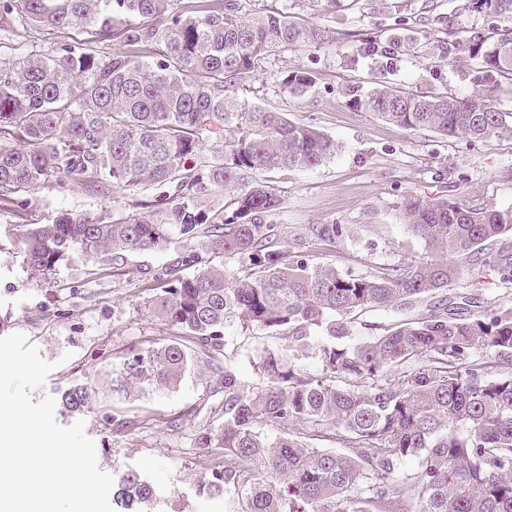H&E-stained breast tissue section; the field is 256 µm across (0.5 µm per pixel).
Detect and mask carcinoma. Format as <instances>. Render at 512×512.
<instances>
[{
    "label": "carcinoma",
    "instance_id": "obj_1",
    "mask_svg": "<svg viewBox=\"0 0 512 512\" xmlns=\"http://www.w3.org/2000/svg\"><path fill=\"white\" fill-rule=\"evenodd\" d=\"M464 8L512 16V0H465ZM18 26L81 38L0 62V203L51 180L159 193L146 210L117 218L105 209L16 225L17 254L48 276L82 257L110 266L175 235L196 245L182 260L194 272L154 275L160 293L148 304L181 336L128 349L113 384L125 393L172 390L194 367L215 375L224 403L194 434L209 450L203 491L224 496L229 512H512V304L451 292L405 315L465 275L512 283V211L407 197L400 213L430 258L368 275L314 266L304 246H334L346 225L288 234L271 221L282 198L264 175L315 168L340 145L236 92L278 49L321 40L319 29L286 12H254L250 0H200L191 10L178 0H0V32ZM114 42L121 49H99ZM358 42L384 67L377 37L360 33ZM436 48L467 56L488 80H512V40L474 33ZM280 85L303 96L312 78L298 68ZM350 101L404 130L512 137V112L480 93L382 85ZM209 140L218 143L210 159L202 155ZM219 191L232 202L215 209L209 200ZM376 314L393 320L370 322ZM356 324L373 334L350 344ZM230 327L283 341L260 355L264 388L215 366ZM308 351L318 376L293 362ZM91 403L87 386L62 395L71 412ZM405 458L416 468L401 476ZM118 486L127 512H152L154 489L142 475L126 471Z\"/></svg>",
    "mask_w": 512,
    "mask_h": 512
}]
</instances>
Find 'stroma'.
I'll return each instance as SVG.
<instances>
[{
  "label": "stroma",
  "instance_id": "35a3bbf8",
  "mask_svg": "<svg viewBox=\"0 0 512 512\" xmlns=\"http://www.w3.org/2000/svg\"><path fill=\"white\" fill-rule=\"evenodd\" d=\"M256 8L285 11L323 29L316 44L293 47L271 57L262 70L238 87L250 103L311 122L340 143L334 159L313 169L273 172L272 186L283 200L274 223L345 224L348 233L335 246L307 244L311 263L342 271L369 273L406 256L424 259L428 251L404 224L398 205L408 196H454L469 205L512 210V138L449 139L429 130L406 131L352 106L349 92H366L378 81L405 91L468 95L487 93L500 110L512 112V81L475 82V65L466 57L426 58L392 49L385 72L362 57L356 32L374 30L388 37L397 20L405 34L423 42L449 32L492 36L512 25L507 17H484L462 8L463 0H253ZM308 70L313 86L304 96L284 92L279 78L295 68ZM152 190L130 188L110 197L81 185L50 182L18 194L17 204L0 207V336L24 333L56 368L32 392L33 400L60 395L75 386L95 390L89 409L74 414L57 409L64 426L77 419L96 446L101 470L120 476L143 473L158 495L159 512H225L224 500L200 493L197 482L209 460L194 447L193 434L224 395L212 392L210 374L191 371L173 390L119 393L112 387V365L128 348L146 349L178 336L176 327L153 318L146 307L156 293L155 273L173 268L190 274L182 259L191 249L174 239L165 248L123 252L108 269L77 260L44 278L21 263L9 231L15 224H46L63 212L95 215L132 211L151 200ZM280 342L261 330L231 328L226 364L249 384L263 387L259 368L263 349ZM132 421L122 433L113 418Z\"/></svg>",
  "mask_w": 512,
  "mask_h": 512
}]
</instances>
